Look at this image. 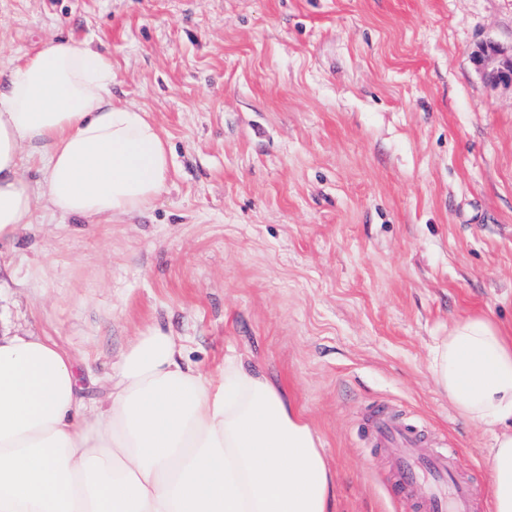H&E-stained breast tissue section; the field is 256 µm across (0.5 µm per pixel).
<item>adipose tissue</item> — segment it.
Segmentation results:
<instances>
[{
  "mask_svg": "<svg viewBox=\"0 0 512 512\" xmlns=\"http://www.w3.org/2000/svg\"><path fill=\"white\" fill-rule=\"evenodd\" d=\"M112 81L111 55L68 40L0 71V241L40 207L98 224L166 190L170 149ZM26 146L43 159L36 188L19 174ZM429 370L492 432L491 509L512 512V338L468 317L435 340ZM0 512H332V480L287 390L237 360L211 374L154 327L89 400L56 342L0 336Z\"/></svg>",
  "mask_w": 512,
  "mask_h": 512,
  "instance_id": "adipose-tissue-1",
  "label": "adipose tissue"
}]
</instances>
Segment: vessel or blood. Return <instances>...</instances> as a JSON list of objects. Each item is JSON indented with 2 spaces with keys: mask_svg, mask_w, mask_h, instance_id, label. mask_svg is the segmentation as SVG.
I'll return each mask as SVG.
<instances>
[{
  "mask_svg": "<svg viewBox=\"0 0 512 512\" xmlns=\"http://www.w3.org/2000/svg\"><path fill=\"white\" fill-rule=\"evenodd\" d=\"M371 430L376 444L395 451L400 489L421 492V512H471L475 492L458 476L452 450L424 452L418 434L391 414L375 415Z\"/></svg>",
  "mask_w": 512,
  "mask_h": 512,
  "instance_id": "1",
  "label": "vessel or blood"
}]
</instances>
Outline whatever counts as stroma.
<instances>
[{"label":"stroma","instance_id":"stroma-1","mask_svg":"<svg viewBox=\"0 0 512 512\" xmlns=\"http://www.w3.org/2000/svg\"><path fill=\"white\" fill-rule=\"evenodd\" d=\"M72 39L172 152L153 208L107 224L37 210L0 244V334L95 374L154 326L214 372L287 386L333 512H420L374 444L377 410L452 449L491 512L489 433L433 382L434 337L512 333V0H0V70ZM473 60L488 81L512 86V48L507 54L499 44L485 42L473 53Z\"/></svg>","mask_w":512,"mask_h":512}]
</instances>
